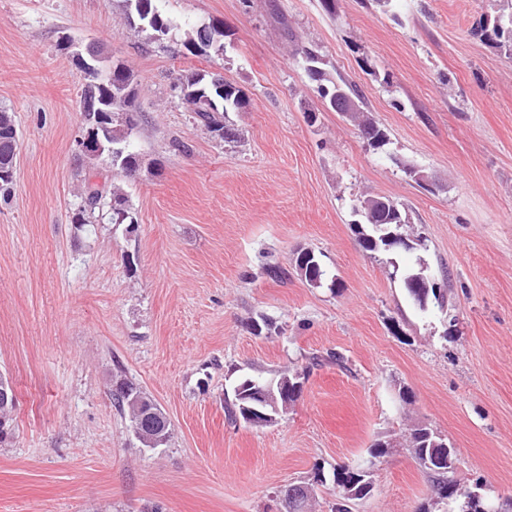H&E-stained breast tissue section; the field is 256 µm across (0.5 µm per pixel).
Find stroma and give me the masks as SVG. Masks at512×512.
I'll return each mask as SVG.
<instances>
[{"label": "stroma", "mask_w": 512, "mask_h": 512, "mask_svg": "<svg viewBox=\"0 0 512 512\" xmlns=\"http://www.w3.org/2000/svg\"><path fill=\"white\" fill-rule=\"evenodd\" d=\"M158 5L176 25L162 40L128 23L125 0H0V110L19 133L0 191V374L16 393L0 512H280L285 485L379 442L352 512H437L405 443L414 424L456 449L457 484L512 512V54L469 33L500 0ZM213 21L223 52L187 53L182 24ZM63 34L133 71L136 177L76 152L84 75ZM304 46L357 86L387 146L324 103ZM191 70L244 93L224 115L234 139L173 90ZM89 176L125 193L133 225L73 224ZM365 196L397 202L423 246L393 266L365 251ZM302 250L335 288L294 273ZM416 264L446 281L445 306L413 305L393 268ZM286 373L303 391L278 423L228 422L240 380ZM123 379L166 414V444L136 439L112 400Z\"/></svg>", "instance_id": "1"}]
</instances>
